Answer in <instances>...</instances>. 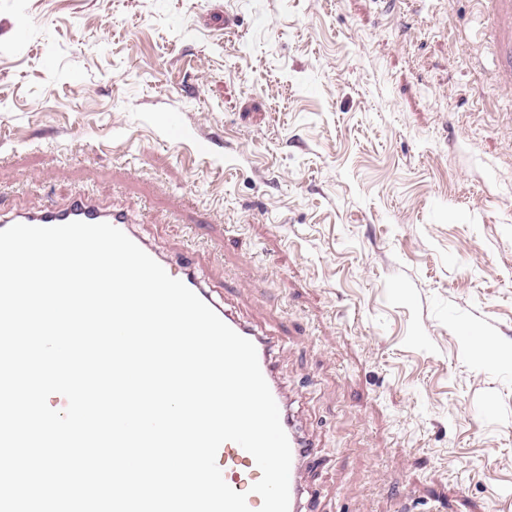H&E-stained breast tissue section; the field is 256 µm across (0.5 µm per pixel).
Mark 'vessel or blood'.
<instances>
[{
    "instance_id": "1",
    "label": "vessel or blood",
    "mask_w": 512,
    "mask_h": 512,
    "mask_svg": "<svg viewBox=\"0 0 512 512\" xmlns=\"http://www.w3.org/2000/svg\"><path fill=\"white\" fill-rule=\"evenodd\" d=\"M72 221L106 222L124 233L128 234L132 231L127 212L84 194L74 195L62 205L50 204L36 210H21L10 215L0 214V230L18 223L49 227ZM162 266L171 277L181 280L195 292L224 323L255 345L261 372L278 405L281 425L291 448L289 512H317L314 506L315 492L305 481L303 471L307 468L317 469L321 464V459L315 444L304 435L288 410L284 386L276 373L273 362V353L277 345L274 336L242 321L225 304L219 302L214 297L212 290L205 287L199 269L194 262L185 260L176 266L166 260L163 261ZM217 456L223 461L221 471L225 482L232 489L246 493L247 504L251 512H259L262 499L258 494L252 493L251 488L259 481L261 471L253 456L233 442L223 443Z\"/></svg>"
}]
</instances>
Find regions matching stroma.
Returning a JSON list of instances; mask_svg holds the SVG:
<instances>
[{"mask_svg":"<svg viewBox=\"0 0 512 512\" xmlns=\"http://www.w3.org/2000/svg\"><path fill=\"white\" fill-rule=\"evenodd\" d=\"M485 17L0 0V209L86 194L193 253L279 335L323 512H512V72Z\"/></svg>","mask_w":512,"mask_h":512,"instance_id":"obj_1","label":"stroma"}]
</instances>
